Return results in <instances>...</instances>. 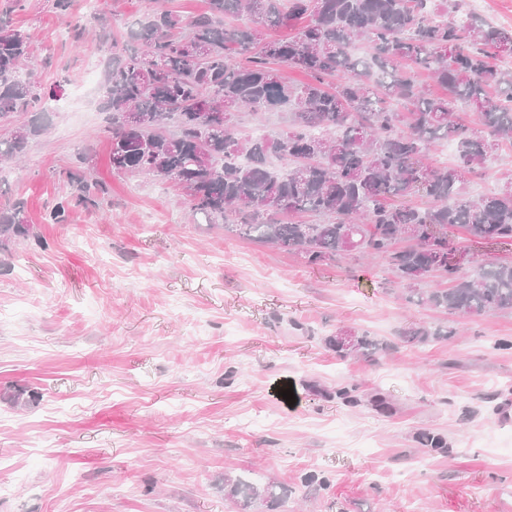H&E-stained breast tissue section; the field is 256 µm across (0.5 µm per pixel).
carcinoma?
I'll return each mask as SVG.
<instances>
[{
  "label": "carcinoma",
  "mask_w": 512,
  "mask_h": 512,
  "mask_svg": "<svg viewBox=\"0 0 512 512\" xmlns=\"http://www.w3.org/2000/svg\"><path fill=\"white\" fill-rule=\"evenodd\" d=\"M192 18L162 5L112 46L101 86L108 114L110 163L118 173L170 183L193 215L240 238L295 253L308 266L352 254L378 256L402 286L403 300L462 316L512 311V262L481 264L470 273L448 265L456 248L448 228L472 239L512 241V177L478 199L465 178L489 166L512 143V29L448 0L442 16L432 0H209ZM250 23L228 25L227 18ZM286 34L272 38L270 31ZM363 41L368 53L351 47ZM307 73L290 86L279 68ZM427 70L445 89L434 96L419 80ZM336 82H330V79ZM44 87L32 61L30 34L0 16V119L36 118L0 137V163L21 157L39 135ZM476 114L460 120L459 107ZM290 113L277 136L243 137L230 118L240 112ZM176 130H170V124ZM453 139L454 162L426 161L431 147ZM284 162L278 174L269 158ZM66 197L45 214L68 221L70 207L97 206L106 186L84 173L62 172ZM420 192L425 209L405 198ZM303 214L315 223L296 220ZM20 242L42 245L16 202L0 208V253ZM431 274L446 289L419 288ZM440 325L411 323V343L446 339ZM336 350L371 358L369 333L331 338ZM246 499L275 497L240 481Z\"/></svg>",
  "instance_id": "1"
}]
</instances>
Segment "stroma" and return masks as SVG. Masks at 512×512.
Wrapping results in <instances>:
<instances>
[{"label": "stroma", "instance_id": "35a3bbf8", "mask_svg": "<svg viewBox=\"0 0 512 512\" xmlns=\"http://www.w3.org/2000/svg\"><path fill=\"white\" fill-rule=\"evenodd\" d=\"M84 6L64 18L53 0H0L64 102L0 174V208L23 203L44 240L0 260V512H512V313L406 304L383 259L310 267L192 217L169 183L115 173L81 84L154 4ZM83 155L107 201L43 223ZM448 235L463 269L512 261V242ZM439 322L446 341L398 338ZM342 330L384 348L337 353ZM350 384L359 404L336 397ZM228 475L276 496L243 503Z\"/></svg>", "mask_w": 512, "mask_h": 512}]
</instances>
